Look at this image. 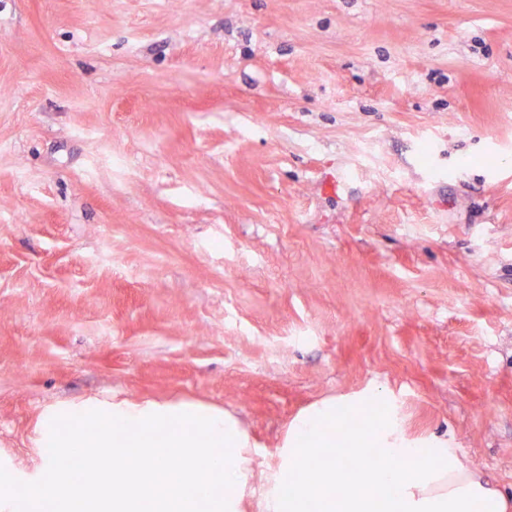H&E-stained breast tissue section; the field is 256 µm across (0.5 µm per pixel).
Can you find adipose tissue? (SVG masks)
Instances as JSON below:
<instances>
[{
  "instance_id": "obj_1",
  "label": "adipose tissue",
  "mask_w": 512,
  "mask_h": 512,
  "mask_svg": "<svg viewBox=\"0 0 512 512\" xmlns=\"http://www.w3.org/2000/svg\"><path fill=\"white\" fill-rule=\"evenodd\" d=\"M365 412L362 435L337 447L343 420ZM258 512H512V501L484 482L456 449L406 446L382 393L358 403L328 401L294 418ZM381 466H374V459ZM322 460L323 471L312 464Z\"/></svg>"
}]
</instances>
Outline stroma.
<instances>
[{"instance_id": "1", "label": "stroma", "mask_w": 512, "mask_h": 512, "mask_svg": "<svg viewBox=\"0 0 512 512\" xmlns=\"http://www.w3.org/2000/svg\"><path fill=\"white\" fill-rule=\"evenodd\" d=\"M512 0H0V466L46 414L384 393L512 496Z\"/></svg>"}]
</instances>
